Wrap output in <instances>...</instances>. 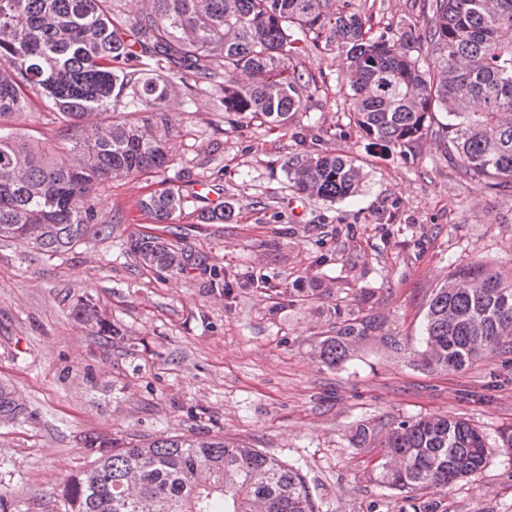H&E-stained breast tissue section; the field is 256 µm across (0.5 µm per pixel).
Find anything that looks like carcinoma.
I'll use <instances>...</instances> for the list:
<instances>
[{"label":"carcinoma","instance_id":"obj_1","mask_svg":"<svg viewBox=\"0 0 512 512\" xmlns=\"http://www.w3.org/2000/svg\"><path fill=\"white\" fill-rule=\"evenodd\" d=\"M122 2L0 0V240L53 256L102 234L101 186L166 167L181 86L188 100L209 96L226 114L288 124L303 106L292 59L321 39L345 55L337 80L363 137L402 155L432 135L470 178L512 184V0H422V24L407 39L373 31L347 0H140L127 13ZM34 96L57 124L50 143L20 127ZM439 113L447 122L436 123ZM286 173L298 191L327 202L355 195L363 180L334 149L297 154ZM140 206L153 223L171 224L183 196L167 187ZM234 217L226 201L201 221ZM127 245L175 278L206 268L181 237L140 231ZM71 314L119 335L90 295L76 296ZM384 326L349 315L319 357L339 364ZM424 343L425 361L446 371L512 345V275L488 265L451 272L429 303ZM31 418L0 381V423ZM355 438L380 449V482L406 494L466 478L487 459L483 433L448 415L361 424ZM81 443L95 458L49 493L44 512H317L297 469L222 437L133 443L91 433Z\"/></svg>","mask_w":512,"mask_h":512}]
</instances>
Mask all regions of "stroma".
<instances>
[{"label":"stroma","mask_w":512,"mask_h":512,"mask_svg":"<svg viewBox=\"0 0 512 512\" xmlns=\"http://www.w3.org/2000/svg\"><path fill=\"white\" fill-rule=\"evenodd\" d=\"M349 2L378 29L422 23L417 0ZM295 65L314 81L288 125L224 119L206 97L187 105L165 171L113 180L101 196L108 233L53 257L0 241V380L34 413L0 423V486L24 512L89 461L87 432L233 438L298 469L320 512H420L428 502L437 512H512V449L499 440L512 425V348L461 371L422 357L425 314L451 270L512 272V185L485 188L432 140L404 158L368 144L337 82L342 56L313 48ZM318 149L357 160L365 178L354 197L323 203L291 190L288 159ZM200 184L233 202L231 222H199L209 205ZM169 186L184 199L172 229L209 266L188 278L143 267L127 250L150 222L141 199ZM213 268L227 292L205 289ZM301 276L334 284V294L293 303L287 288ZM83 292L118 335L71 316ZM339 301L384 318L386 333L328 366L318 352ZM432 414L477 426L486 464L406 498L377 481V449L353 435L360 424Z\"/></svg>","instance_id":"1"}]
</instances>
